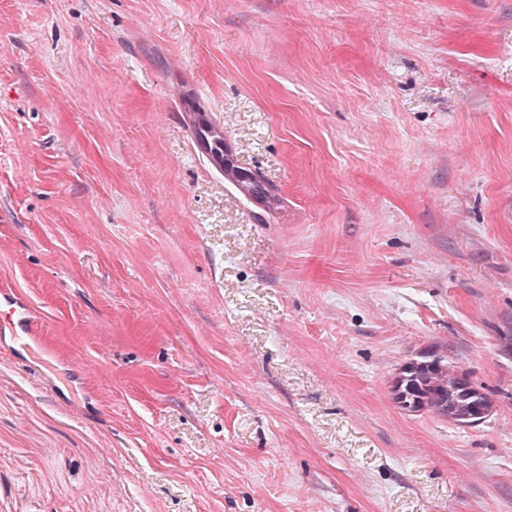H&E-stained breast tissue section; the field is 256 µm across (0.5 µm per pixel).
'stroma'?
Returning a JSON list of instances; mask_svg holds the SVG:
<instances>
[{
    "mask_svg": "<svg viewBox=\"0 0 512 512\" xmlns=\"http://www.w3.org/2000/svg\"><path fill=\"white\" fill-rule=\"evenodd\" d=\"M2 289L0 512H512V0H0ZM193 149L199 156L205 157L213 168L224 171L225 178L245 197V199L258 200L263 203L267 214L277 204V195L268 189L259 174L251 172V181H244L241 178V170L233 164L224 165V150L214 151L208 141L202 142L199 138L193 139ZM0 329H8L10 336L17 342H36L42 330L38 317L29 309V306L13 294L1 291L0 293ZM423 360L404 366L393 386V399L398 406L408 412L421 410L434 411L441 408L443 400L451 406H464L470 401L469 394L460 388L458 378L448 371V365L442 356L426 353Z\"/></svg>",
    "mask_w": 512,
    "mask_h": 512,
    "instance_id": "obj_1",
    "label": "stroma"
}]
</instances>
